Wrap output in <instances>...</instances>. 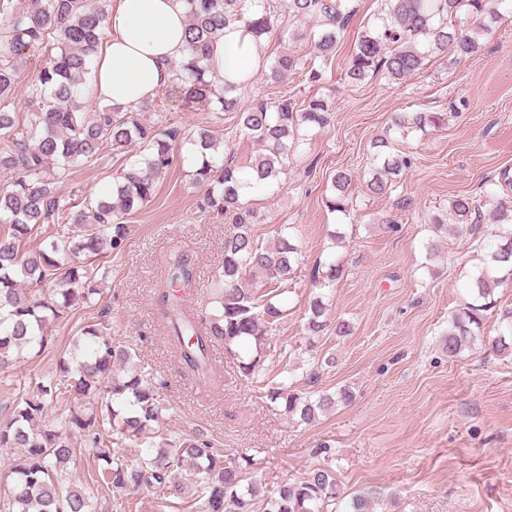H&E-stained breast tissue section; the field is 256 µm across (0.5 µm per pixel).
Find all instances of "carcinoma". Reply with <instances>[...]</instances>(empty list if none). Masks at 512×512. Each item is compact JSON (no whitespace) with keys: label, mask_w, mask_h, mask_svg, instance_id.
<instances>
[{"label":"carcinoma","mask_w":512,"mask_h":512,"mask_svg":"<svg viewBox=\"0 0 512 512\" xmlns=\"http://www.w3.org/2000/svg\"><path fill=\"white\" fill-rule=\"evenodd\" d=\"M348 0H288L291 37L305 41L306 55L278 56L266 76L285 80L301 70L318 82L322 67L335 57L350 15ZM378 9L354 42L346 70L352 82L383 70L402 82L420 71L428 57L452 54L470 57L479 52V31L500 19L505 0H377ZM188 37L182 59L172 64L168 93L183 103L205 102L222 112L238 113L240 131L261 146L245 166L224 159L213 131L186 134L163 115L146 123L137 109L104 103L83 111L80 98L106 30L109 0H0V27L11 43L0 51V169L14 174L0 189V365L36 356L54 340L53 331L66 324L78 309L91 306L95 284L105 277L98 260L120 254L130 235L126 216L149 201L156 183L181 158L192 168V180L204 188L201 208L224 215L230 224L224 236V262L211 281L209 311L205 315L185 308V291L196 285L197 266L188 253L173 254L165 266L166 285L157 294L167 340L194 380L205 388L217 384L212 370V348L237 362L239 372L257 384L262 397L282 404L304 422L318 412L345 403L346 390L312 400L291 390L288 382L271 378L269 361L284 359L286 351L271 353V338L286 309L279 296L287 292L289 275L302 267L304 257L281 224L274 243L263 245L252 233L254 211L244 207L241 190L275 191L303 141L304 128H323L330 122V106L321 97L303 102L285 95L260 100L238 111L240 88L219 87L204 59L212 40L232 22L240 21L257 38L272 32L281 21V0H185ZM257 6L258 17L249 16ZM312 23L306 27L305 23ZM57 41L54 55L28 86L27 112L13 110L18 62L24 51L45 49ZM447 120L445 112H406L394 117L398 129L426 132ZM124 156L121 171L107 195L87 196L72 209L56 195L72 167L93 165L102 150ZM379 166L366 182L374 195L393 191L397 178L413 165L411 155L394 148L385 134L372 143ZM348 170L333 175L326 207L345 213L350 208ZM459 224H477L481 214L470 198L451 201ZM501 227L500 243L487 248L474 240L475 249L488 250L487 267L472 277L473 300L448 320L444 344L454 358L481 340L484 312L495 307V289L512 279V205L501 202L491 214ZM43 247L25 250L31 237ZM343 265L331 260L310 271L315 286H332L343 275ZM259 279L264 291L243 287L246 277ZM325 296L313 297L305 331L320 336L327 328ZM86 345L60 361L56 376L43 378L18 399L12 418L0 425V448H20L9 465V493L0 498V512H96L93 491L67 481V466L74 449L49 420L54 403L63 397H82L66 424L86 433L102 467L95 483L123 496L146 489L157 507L180 512H367L363 494L345 495L333 471L310 469L294 482L270 488L250 476L254 459L232 457L212 442L196 436L172 441L153 424L162 420L167 403L163 384L148 374L133 371L123 377L115 364H128L136 352L112 338V323L104 317L78 330ZM134 446L127 454L112 447Z\"/></svg>","instance_id":"1"}]
</instances>
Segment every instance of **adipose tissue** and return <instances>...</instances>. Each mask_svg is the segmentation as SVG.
Wrapping results in <instances>:
<instances>
[{
  "mask_svg": "<svg viewBox=\"0 0 512 512\" xmlns=\"http://www.w3.org/2000/svg\"><path fill=\"white\" fill-rule=\"evenodd\" d=\"M186 27L183 0H112L91 69L97 100L134 109L166 89L172 62L184 54ZM207 67L218 85L246 84L263 68L260 42L244 23L229 24Z\"/></svg>",
  "mask_w": 512,
  "mask_h": 512,
  "instance_id": "1",
  "label": "adipose tissue"
}]
</instances>
